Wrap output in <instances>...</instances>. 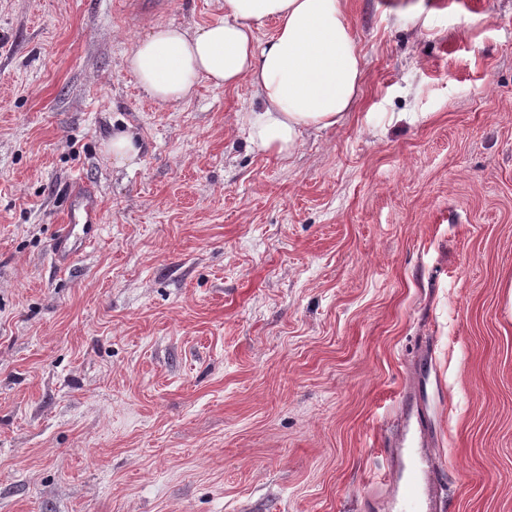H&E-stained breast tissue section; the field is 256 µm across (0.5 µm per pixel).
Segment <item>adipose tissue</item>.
<instances>
[{"mask_svg":"<svg viewBox=\"0 0 512 512\" xmlns=\"http://www.w3.org/2000/svg\"><path fill=\"white\" fill-rule=\"evenodd\" d=\"M221 20L154 26L125 63L161 106L189 99L199 80L231 89L249 81L258 100L242 122L251 144L292 158L304 132L340 124L364 75L345 0H218ZM266 40L257 34L268 22Z\"/></svg>","mask_w":512,"mask_h":512,"instance_id":"adipose-tissue-1","label":"adipose tissue"}]
</instances>
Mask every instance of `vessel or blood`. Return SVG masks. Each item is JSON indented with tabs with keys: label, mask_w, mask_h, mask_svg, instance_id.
I'll return each instance as SVG.
<instances>
[{
	"label": "vessel or blood",
	"mask_w": 512,
	"mask_h": 512,
	"mask_svg": "<svg viewBox=\"0 0 512 512\" xmlns=\"http://www.w3.org/2000/svg\"><path fill=\"white\" fill-rule=\"evenodd\" d=\"M101 220L95 194L77 186L63 232L56 239V254L65 258L72 247L76 225H84L86 241H93L92 227ZM428 419L416 402L397 413L388 425L387 475L380 483L382 495L371 502L372 512H438L441 470L431 448Z\"/></svg>",
	"instance_id": "b4317fda"
}]
</instances>
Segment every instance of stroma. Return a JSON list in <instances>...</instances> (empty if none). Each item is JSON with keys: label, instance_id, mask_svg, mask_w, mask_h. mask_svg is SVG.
I'll return each mask as SVG.
<instances>
[{"label": "stroma", "instance_id": "1", "mask_svg": "<svg viewBox=\"0 0 512 512\" xmlns=\"http://www.w3.org/2000/svg\"><path fill=\"white\" fill-rule=\"evenodd\" d=\"M347 10L361 91L284 160L249 83L125 65L218 0H0V512H361L412 388L448 512H512V0ZM130 130L112 134L107 143V149L112 154V162L117 166H135L140 154L139 139ZM73 205L67 213L64 231L56 239V256L64 260L74 245L72 237L77 224H84L88 230L84 232L85 244H89L95 238V233L91 230L94 224H100L101 208L95 194L87 190L84 186L78 185L74 191Z\"/></svg>", "mask_w": 512, "mask_h": 512}]
</instances>
